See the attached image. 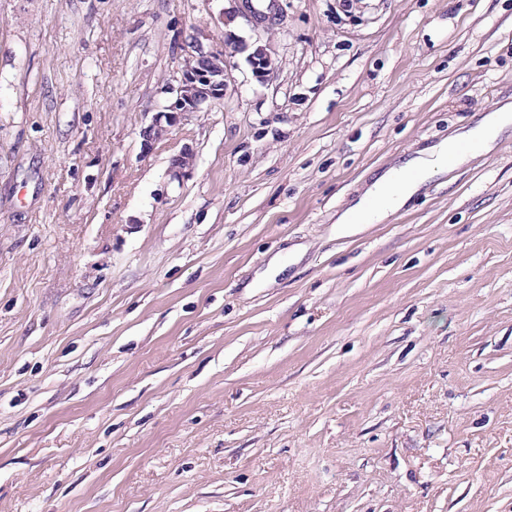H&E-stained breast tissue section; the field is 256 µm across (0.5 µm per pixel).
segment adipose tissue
Here are the masks:
<instances>
[{
  "label": "adipose tissue",
  "mask_w": 512,
  "mask_h": 512,
  "mask_svg": "<svg viewBox=\"0 0 512 512\" xmlns=\"http://www.w3.org/2000/svg\"><path fill=\"white\" fill-rule=\"evenodd\" d=\"M512 126V105H505L487 115L475 128L461 137H451L426 150L424 156L387 170L356 202L341 214L343 224H374L403 208L423 185L426 177L443 169L446 163L467 161L460 142L475 144L479 150H491L498 135Z\"/></svg>",
  "instance_id": "1"
}]
</instances>
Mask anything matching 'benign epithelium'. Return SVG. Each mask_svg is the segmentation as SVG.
<instances>
[{
	"instance_id": "benign-epithelium-1",
	"label": "benign epithelium",
	"mask_w": 512,
	"mask_h": 512,
	"mask_svg": "<svg viewBox=\"0 0 512 512\" xmlns=\"http://www.w3.org/2000/svg\"><path fill=\"white\" fill-rule=\"evenodd\" d=\"M247 61L260 81L265 80L275 68L271 52L265 45L255 46ZM229 79L230 70L224 51L207 48L199 36L192 37L191 52L180 76L176 78L177 85L170 87L172 101L156 112L142 130L144 146L149 147L161 139L188 114L198 112L205 104L224 97Z\"/></svg>"
}]
</instances>
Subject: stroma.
I'll list each match as a JSON object with an SVG mask.
<instances>
[{"label": "stroma", "instance_id": "35a3bbf8", "mask_svg": "<svg viewBox=\"0 0 512 512\" xmlns=\"http://www.w3.org/2000/svg\"><path fill=\"white\" fill-rule=\"evenodd\" d=\"M507 103L512 0H0V512H512V128L338 221ZM191 52L187 56L177 85L170 87L172 101L156 112L152 121L143 128L145 147L165 136L171 127L179 124L188 114L199 112L202 107L224 97L230 70L223 49L206 48L198 33L192 37ZM247 61L254 76L263 81L274 70L275 65L267 45H257L248 55ZM512 126V104H506L487 115L475 128L465 134L448 138L425 151V156L410 160L399 167L387 170L356 202L350 204L339 217L342 224H374L382 222L390 214L403 208L423 185L426 177L443 169L448 156L455 165L468 160L465 152L459 151L463 141L475 144L479 150H491L498 135ZM416 171L415 179L405 174Z\"/></svg>", "mask_w": 512, "mask_h": 512}]
</instances>
